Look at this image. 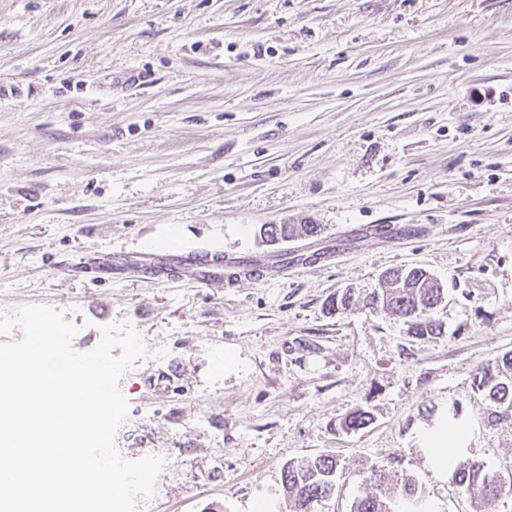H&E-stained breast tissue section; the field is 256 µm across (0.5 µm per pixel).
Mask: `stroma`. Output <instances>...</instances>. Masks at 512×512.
Listing matches in <instances>:
<instances>
[{"instance_id": "stroma-1", "label": "stroma", "mask_w": 512, "mask_h": 512, "mask_svg": "<svg viewBox=\"0 0 512 512\" xmlns=\"http://www.w3.org/2000/svg\"><path fill=\"white\" fill-rule=\"evenodd\" d=\"M163 238L288 267L202 286L76 266ZM413 266L444 290L426 344L362 301ZM25 305L64 309L80 352L109 323L145 341L116 435L166 460L140 512H291L284 464L321 453L341 473L315 512H351L392 462L439 512H481L417 432L465 419L470 454L512 467V421L472 385L512 351V0H0V315ZM358 408L373 422L343 431ZM321 231L317 224H264L261 235L269 242H277L299 236L317 235Z\"/></svg>"}]
</instances>
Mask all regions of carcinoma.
<instances>
[{"label":"carcinoma","instance_id":"obj_1","mask_svg":"<svg viewBox=\"0 0 512 512\" xmlns=\"http://www.w3.org/2000/svg\"><path fill=\"white\" fill-rule=\"evenodd\" d=\"M317 224H264L261 235L269 242L299 236L316 235ZM384 287L374 289L369 295V305L374 310H386L406 319L409 334L417 340H429L442 335V322L435 317L443 298V289L421 267L397 268L387 272ZM473 385L489 400L495 417L512 418V351L504 354L493 365L482 367L474 375ZM373 421L367 410L357 409L344 420L343 428L358 431ZM338 460L332 454L322 453L283 466V488L294 502V512H311L313 505L328 498L336 486ZM394 467L372 466L368 480L372 491L358 498L352 512H394L382 493L383 486L394 481ZM453 481L462 492L481 498L484 512H499L498 502L512 497V472L503 474L490 471L477 457L461 461L452 474ZM401 498L418 504L424 494L415 480L403 475L400 478Z\"/></svg>","mask_w":512,"mask_h":512}]
</instances>
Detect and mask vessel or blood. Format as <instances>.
Segmentation results:
<instances>
[{
  "instance_id": "b4317fda",
  "label": "vessel or blood",
  "mask_w": 512,
  "mask_h": 512,
  "mask_svg": "<svg viewBox=\"0 0 512 512\" xmlns=\"http://www.w3.org/2000/svg\"><path fill=\"white\" fill-rule=\"evenodd\" d=\"M83 270L95 275L113 272L120 275H136L151 281L163 280L174 273L205 284L223 277L224 257L195 249H172L167 243L160 242L143 252L138 262L126 263L108 258L84 264Z\"/></svg>"
}]
</instances>
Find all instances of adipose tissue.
Listing matches in <instances>:
<instances>
[{
	"instance_id": "1",
	"label": "adipose tissue",
	"mask_w": 512,
	"mask_h": 512,
	"mask_svg": "<svg viewBox=\"0 0 512 512\" xmlns=\"http://www.w3.org/2000/svg\"><path fill=\"white\" fill-rule=\"evenodd\" d=\"M472 429L467 421L440 415L418 434L425 464L435 478L453 473L459 461L468 455Z\"/></svg>"
}]
</instances>
